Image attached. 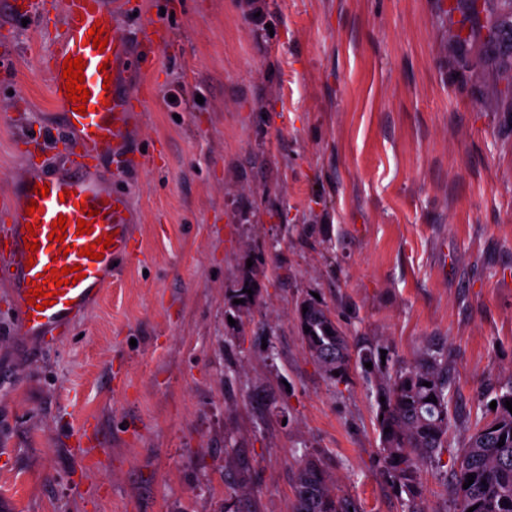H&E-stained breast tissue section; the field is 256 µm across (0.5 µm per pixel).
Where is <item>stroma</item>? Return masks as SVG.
I'll use <instances>...</instances> for the list:
<instances>
[{
  "mask_svg": "<svg viewBox=\"0 0 512 512\" xmlns=\"http://www.w3.org/2000/svg\"><path fill=\"white\" fill-rule=\"evenodd\" d=\"M470 0H142L167 38L126 72L148 107L118 171L134 254L74 330L18 336L0 274V512H292L317 461L356 512H408L384 474L373 385L334 384L296 322L319 296L389 369L429 345L453 375L424 512L512 386V90ZM0 200L65 161L35 68L47 31L0 10ZM176 105H168L169 96ZM259 285L237 309L245 272ZM97 427L85 460L71 434ZM241 481L243 491L228 485Z\"/></svg>",
  "mask_w": 512,
  "mask_h": 512,
  "instance_id": "obj_1",
  "label": "stroma"
}]
</instances>
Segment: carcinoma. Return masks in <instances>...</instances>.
<instances>
[{"label":"carcinoma","instance_id":"1","mask_svg":"<svg viewBox=\"0 0 512 512\" xmlns=\"http://www.w3.org/2000/svg\"><path fill=\"white\" fill-rule=\"evenodd\" d=\"M484 28L491 32L488 46L494 56L512 60V15H486ZM311 355L325 368L336 384L346 383L351 364L365 367L377 378L376 397L381 441V460L386 474L414 503L421 496L420 472L428 461L448 447L451 381L448 352L428 348L410 365L390 372L382 364L378 350L359 345L351 353L347 336L338 330L326 333L323 321L310 322V332L302 335ZM431 386H425V383ZM435 396L436 402L427 398ZM512 400V388L496 398L490 421L475 429L456 457L451 493L459 512H512V413L505 401ZM390 432H385V429ZM504 445H498L500 438ZM474 482L463 488L468 475ZM293 512H349L345 501L329 491L319 465L309 461L299 468L294 485Z\"/></svg>","mask_w":512,"mask_h":512}]
</instances>
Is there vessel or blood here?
<instances>
[{"label": "vessel or blood", "mask_w": 512, "mask_h": 512, "mask_svg": "<svg viewBox=\"0 0 512 512\" xmlns=\"http://www.w3.org/2000/svg\"><path fill=\"white\" fill-rule=\"evenodd\" d=\"M13 18L36 24L41 20V0H5ZM58 23L52 37V48L39 61V72L48 81L58 106V134L79 149V157L55 169L29 165L15 177L0 211L7 217L8 228L0 237L8 246L0 250L12 271L9 275L17 317L15 329L23 338L45 342L70 331L76 320L100 297L103 289L116 277V263L131 253L129 231L131 214L125 194L113 190L103 176L105 162L120 165L130 154L129 133L137 115L129 108L123 82L124 68H139L144 58L135 56L131 39L146 46H161L166 37L163 27L149 23L137 35L116 21L118 11L136 12L138 0H55ZM100 26L108 38L104 51L88 42V31ZM83 58L84 85L89 92L85 113H78L65 97L62 63L67 56ZM112 82H105V75ZM48 186L47 197L36 196L35 184ZM37 203L34 214H27L29 203ZM66 217L63 242L51 240L53 224ZM90 218L93 230L78 234L77 221ZM37 222L38 251L25 249L23 238L28 222ZM113 237L114 242L103 252L102 259L83 256L81 250L94 246L96 239ZM81 266L84 277L56 294L53 305L38 310L28 305V282L45 278V291L54 292L50 265Z\"/></svg>", "instance_id": "obj_1"}]
</instances>
